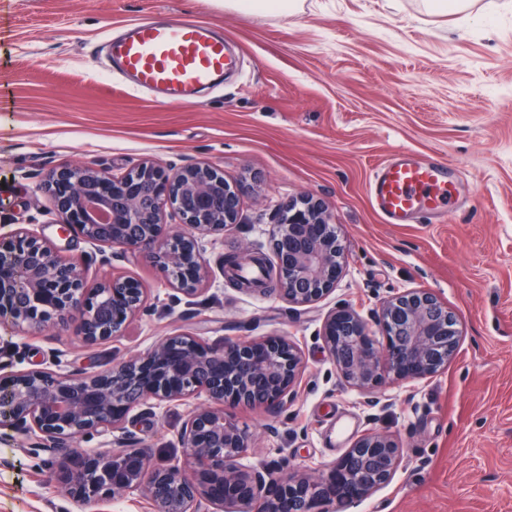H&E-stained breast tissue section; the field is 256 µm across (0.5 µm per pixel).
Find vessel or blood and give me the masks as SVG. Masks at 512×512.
I'll return each mask as SVG.
<instances>
[{"label": "vessel or blood", "instance_id": "obj_1", "mask_svg": "<svg viewBox=\"0 0 512 512\" xmlns=\"http://www.w3.org/2000/svg\"><path fill=\"white\" fill-rule=\"evenodd\" d=\"M113 67L128 88L171 102H189L217 87L235 64L224 39L201 20L159 22L146 17L126 24L106 41ZM370 195L386 223L409 224L445 214L456 184L444 162H424L401 151L379 165Z\"/></svg>", "mask_w": 512, "mask_h": 512}]
</instances>
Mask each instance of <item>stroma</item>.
Instances as JSON below:
<instances>
[{
    "label": "stroma",
    "instance_id": "stroma-1",
    "mask_svg": "<svg viewBox=\"0 0 512 512\" xmlns=\"http://www.w3.org/2000/svg\"><path fill=\"white\" fill-rule=\"evenodd\" d=\"M147 15L211 23L236 47L238 72L196 103L125 90L106 72L105 37ZM400 149L447 163L460 200L444 217L388 224L374 210L371 175ZM145 158L204 160L244 188L243 224L202 241L210 275L195 297L134 255L59 234L42 190L63 164L121 175ZM307 195L338 231L335 289L292 307L237 287L222 256L270 254L279 205ZM0 226L47 237L88 264L89 281L122 274L149 290L147 312L103 344L52 326L0 329V372H94L179 333L209 343L285 335L303 352L304 378L280 413L234 408L253 437L240 465L318 472L377 430L401 442L403 460L349 512H512V0L460 13L427 0H302L286 15L225 0H0ZM418 288L458 317L447 369L370 393L344 387L320 336L327 313L346 304L365 315ZM201 402L132 410L123 429L78 445L128 440L154 462H182L177 437ZM48 459L0 432V512H76L47 480Z\"/></svg>",
    "mask_w": 512,
    "mask_h": 512
}]
</instances>
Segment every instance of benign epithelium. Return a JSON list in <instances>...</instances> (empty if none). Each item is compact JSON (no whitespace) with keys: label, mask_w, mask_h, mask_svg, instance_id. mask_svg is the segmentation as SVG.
Returning <instances> with one entry per match:
<instances>
[{"label":"benign epithelium","mask_w":512,"mask_h":512,"mask_svg":"<svg viewBox=\"0 0 512 512\" xmlns=\"http://www.w3.org/2000/svg\"><path fill=\"white\" fill-rule=\"evenodd\" d=\"M61 233L132 253L192 296L209 276L203 237L240 224L241 188L204 162L178 169L152 160L117 176L90 165L54 168L44 183ZM173 208L184 227L164 223ZM268 269L277 296L305 306L331 293L342 273V248L320 199L290 200L278 210ZM147 310V289L133 277L114 275L93 285L78 260L65 257L45 237L24 227L0 233V327H72L86 345L123 335ZM375 322L383 341L350 306L325 317L322 340L343 385L361 390L387 375L408 382L448 366L458 343L456 313L427 288L379 303ZM306 368L287 336L226 338L215 344L187 334L158 340L145 354L97 372L58 373L33 367L0 377V427L12 428L36 448H52L50 478L78 505L139 495L150 512H346L387 485L404 449L391 435L366 431L317 475L296 468L285 478L260 464L243 469L251 447L228 406L276 413L296 393ZM194 408L178 436L189 466L154 465L142 449L124 442L105 451L73 450L71 443L105 428H120L128 413L151 403L181 401Z\"/></svg>","instance_id":"benign-epithelium-1"}]
</instances>
